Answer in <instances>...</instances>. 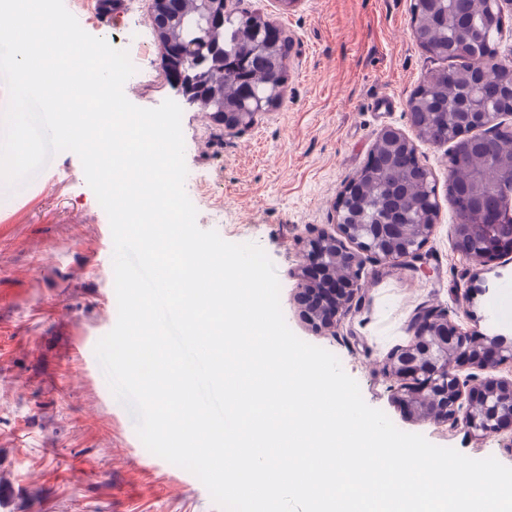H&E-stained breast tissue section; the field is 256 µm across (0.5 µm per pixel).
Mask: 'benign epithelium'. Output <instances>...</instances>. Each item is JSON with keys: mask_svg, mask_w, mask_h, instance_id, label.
<instances>
[{"mask_svg": "<svg viewBox=\"0 0 512 512\" xmlns=\"http://www.w3.org/2000/svg\"><path fill=\"white\" fill-rule=\"evenodd\" d=\"M511 71V62L490 58L482 67V79L491 83L500 73ZM257 116L256 112H226L224 130L246 132ZM469 117L485 136L504 127L501 115L483 111L479 97L471 100ZM378 139L401 146L409 169L423 168L413 142L401 131L385 128ZM359 190L354 178L334 203L337 232L322 230L298 240L304 262L293 276L302 289L303 317L319 332L332 330L349 312L366 264L379 260L413 265L422 259V249L435 228L436 194L428 198L427 224H364L348 210V200ZM511 221L509 213L491 212L476 241L470 225H455L457 250L469 257L476 251L484 258L512 253V233L502 231V225ZM410 331L409 341L390 351L385 361L393 380V404L421 420L460 422L476 439L512 428V377L496 375L501 366L512 363L511 343L464 332L448 311L426 305L414 314Z\"/></svg>", "mask_w": 512, "mask_h": 512, "instance_id": "1", "label": "benign epithelium"}]
</instances>
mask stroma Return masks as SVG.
<instances>
[{"label": "stroma", "instance_id": "obj_1", "mask_svg": "<svg viewBox=\"0 0 512 512\" xmlns=\"http://www.w3.org/2000/svg\"><path fill=\"white\" fill-rule=\"evenodd\" d=\"M111 14L79 13L88 34L124 50L132 3ZM412 0H227L259 10L288 39L285 100L241 135L212 113L182 112L186 193L206 188L197 224L232 243L259 245L274 264L288 327L333 353L364 401L401 431L512 467V434L474 439L461 425L422 421L390 400L387 353L406 344L415 310H446L464 330L512 342V255L483 262L455 247L448 196L450 145L419 138L407 103L440 68L416 41ZM127 99L154 108L177 99L159 43L124 85ZM390 96V111L377 98ZM413 141L432 174L439 213L414 266L368 263L335 334L304 323L293 269L297 240L331 229L333 203L371 157L383 128ZM0 512H220L192 473L149 452L128 407L98 377L91 355L118 316L114 270L102 263L109 219L77 154L63 151L12 192L0 189ZM480 287L472 315L462 296Z\"/></svg>", "mask_w": 512, "mask_h": 512}]
</instances>
